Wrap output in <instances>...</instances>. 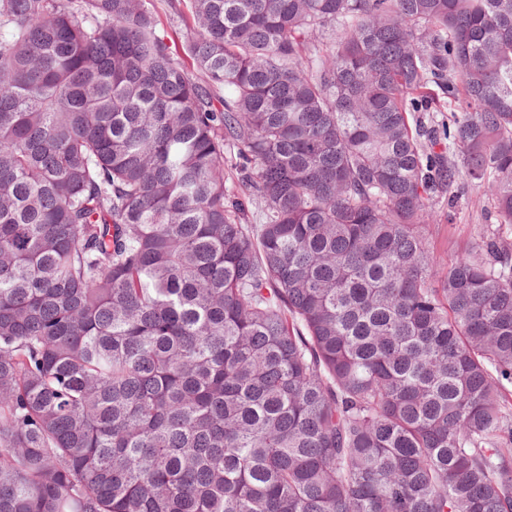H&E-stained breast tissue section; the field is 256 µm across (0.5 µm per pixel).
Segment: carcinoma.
<instances>
[{"label": "carcinoma", "instance_id": "cac0c4a2", "mask_svg": "<svg viewBox=\"0 0 512 512\" xmlns=\"http://www.w3.org/2000/svg\"><path fill=\"white\" fill-rule=\"evenodd\" d=\"M188 3L0 0V512H512V0ZM179 1L181 0H150L148 4V7L167 24L168 31L170 29L178 31L183 28L180 9L185 13L187 10ZM172 4H176L177 10ZM429 91L431 92L432 101L429 104L427 112L413 113L414 121L416 119L422 120L428 127L442 130L448 124V116L451 112H458L461 102L460 96L457 95L456 99L448 98L447 94H443L441 89L434 83L429 84ZM420 117V118H418ZM224 179L227 189L234 193L244 204L249 218V224H259L258 204L248 186L242 183L241 176L236 170L234 161L224 166ZM448 192L433 206L432 241L434 255L442 262L449 259L460 245L473 241L477 235V224H492L493 201L485 187H479L460 177L452 187L454 196L448 205Z\"/></svg>", "mask_w": 512, "mask_h": 512}]
</instances>
